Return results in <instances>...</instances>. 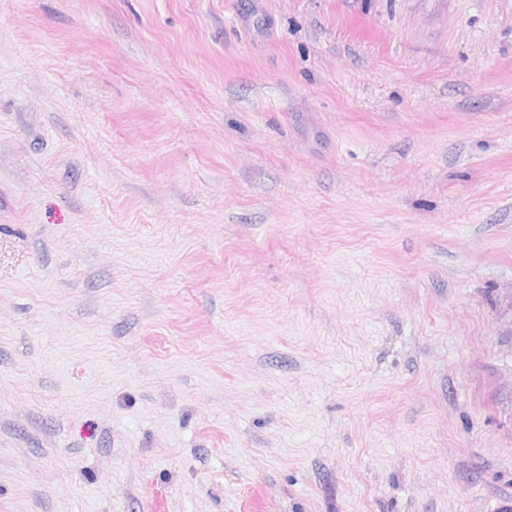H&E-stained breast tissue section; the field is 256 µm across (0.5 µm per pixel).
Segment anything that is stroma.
<instances>
[{
  "label": "stroma",
  "mask_w": 512,
  "mask_h": 512,
  "mask_svg": "<svg viewBox=\"0 0 512 512\" xmlns=\"http://www.w3.org/2000/svg\"><path fill=\"white\" fill-rule=\"evenodd\" d=\"M512 0H0V512H501Z\"/></svg>",
  "instance_id": "35a3bbf8"
}]
</instances>
